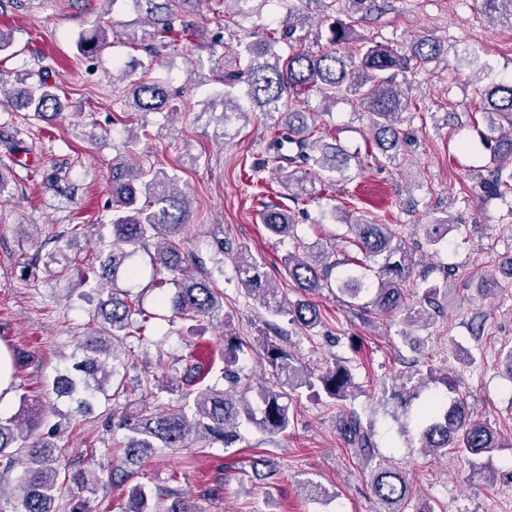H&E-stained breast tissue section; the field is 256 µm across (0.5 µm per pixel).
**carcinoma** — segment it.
<instances>
[{
  "label": "carcinoma",
  "mask_w": 512,
  "mask_h": 512,
  "mask_svg": "<svg viewBox=\"0 0 512 512\" xmlns=\"http://www.w3.org/2000/svg\"><path fill=\"white\" fill-rule=\"evenodd\" d=\"M193 0H136L144 9L147 28L125 32L126 39L156 57L170 45V35L176 30L191 31L192 23L186 13ZM316 6L323 19L329 22L327 46L312 51L297 34V25L288 22L279 36L263 35L244 44L247 65L224 74V93L221 95L222 117L240 118L259 112L273 121L275 133L267 152L273 161L283 159L282 150L290 146L295 154L289 157L300 164L302 174L286 172L282 184L290 191L295 206L310 195L307 188L312 168L332 176H346L353 155L347 150L327 144L315 135L312 114L295 108L294 90H319L325 101L335 102L346 95L368 116L378 148L388 161L398 156L403 143L400 128L402 115L411 108V101L398 89V73L418 70L444 52L436 39L421 36L407 54L374 43L361 35L358 28L373 12L381 10L379 0H288V17L298 16L301 7ZM484 12L512 18V0H483ZM288 42V53L282 56L272 50L279 42ZM108 30L96 25L77 42L85 56L97 55L108 45ZM173 94L168 84L158 79H140L133 83L130 107L135 112H162L170 106ZM17 107L32 113L42 121L56 119L63 109L57 86L41 79L21 91ZM478 111L489 120L484 135L490 150L494 170L483 183L491 196L512 194V79H502L478 89ZM190 203L174 179L164 170L146 167L140 162L123 161L115 164L112 176V219L109 241L99 252L101 277L117 280L120 274L140 276L139 268L130 259L144 252L151 269L149 280L161 288L174 287L170 297L158 300L171 316L193 320L203 318L223 322L224 293L214 287L207 276L187 272V258L179 246L183 230L189 223ZM298 210L268 206L261 221L275 236H295ZM344 223L356 238L362 266L369 261L377 265V286L371 305L383 314L395 315L405 325L427 320L438 307L437 296L447 284L426 287L418 299L409 300L404 284L412 276L416 261L406 244L387 224H377L364 218H346ZM235 271L245 293L257 301L266 312L289 315L292 321L306 329L319 323L315 305L300 300L291 305L278 294L261 264L246 251L234 258ZM336 262L323 251L315 254L297 250L284 259L283 275L305 294L328 287ZM338 290L355 300L369 287L352 276L343 278ZM100 320L96 327L82 335L72 352V367L57 374L52 393L68 397L79 411L91 406L99 395L108 396L111 388H125V352L121 345L131 328L132 301L129 294L114 287L100 304ZM264 360L281 386L290 389L320 386L333 400H344L352 387L348 365L338 362L324 373L302 366L284 348L266 342L262 346ZM241 351L234 336L224 337V374L236 364ZM249 390L234 397L218 384L207 385L195 392L182 393L181 402L148 414H134L122 420L125 431L122 462L140 460L154 449L187 448L199 439L225 442L235 437L240 419L253 423L263 432L275 436L290 425L288 405L283 403L285 392L262 386L257 391L260 408L254 409L247 398ZM50 412L43 398L23 395L17 411L0 419V472L7 474L16 467L23 468L20 481L19 507L15 512H58L62 494L61 471L54 444L38 430L46 425ZM340 434L353 453L367 465L374 457L371 428L362 423L352 410L344 413ZM420 447L433 454H448L452 448L468 455L491 454L502 448H512L487 421L473 416L465 397L451 400L433 398L419 415ZM107 473V479L101 474ZM117 471L92 468L81 472L74 483L82 491L93 492L103 482H112ZM371 482L381 512H402L410 502V483L395 468L375 465ZM152 493L138 485L129 495L125 512H151L148 502ZM168 504L162 512H197L196 507L178 493L166 494Z\"/></svg>",
  "instance_id": "obj_1"
}]
</instances>
